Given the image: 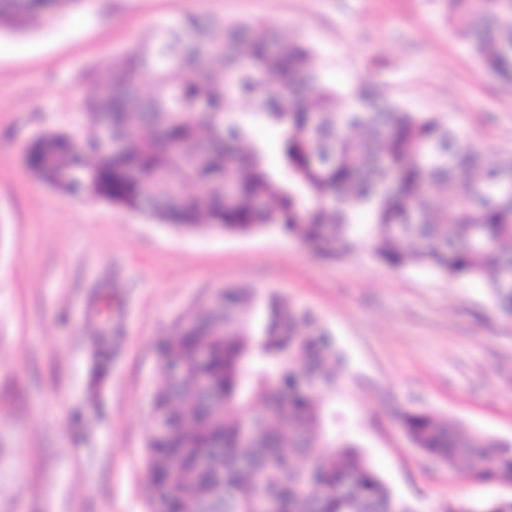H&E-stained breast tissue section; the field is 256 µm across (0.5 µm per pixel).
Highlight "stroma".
Masks as SVG:
<instances>
[{
	"label": "stroma",
	"instance_id": "obj_1",
	"mask_svg": "<svg viewBox=\"0 0 512 512\" xmlns=\"http://www.w3.org/2000/svg\"><path fill=\"white\" fill-rule=\"evenodd\" d=\"M187 11L261 21L312 43L326 83L357 77L473 142L512 149V89L481 70L440 0H82L23 33L0 32V512H149L145 444L154 346L217 289H276L315 311L349 366L325 397L328 430L355 442L416 512L511 498L426 459L398 422L431 411L512 441V320L484 281L393 270L363 250L336 259L273 231H183L34 179L42 129L86 134L79 101L155 27ZM108 377L89 393L106 322Z\"/></svg>",
	"mask_w": 512,
	"mask_h": 512
}]
</instances>
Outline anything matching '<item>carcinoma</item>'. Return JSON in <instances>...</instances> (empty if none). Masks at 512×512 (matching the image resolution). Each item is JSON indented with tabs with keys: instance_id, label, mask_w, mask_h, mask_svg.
Returning a JSON list of instances; mask_svg holds the SVG:
<instances>
[{
	"instance_id": "cac0c4a2",
	"label": "carcinoma",
	"mask_w": 512,
	"mask_h": 512,
	"mask_svg": "<svg viewBox=\"0 0 512 512\" xmlns=\"http://www.w3.org/2000/svg\"><path fill=\"white\" fill-rule=\"evenodd\" d=\"M83 0H0V30L25 32ZM478 66L512 84V0H442ZM305 42L254 21L186 13L157 27L80 100L89 121L34 135L33 177L184 230L246 236L271 230L324 256L359 249L392 269L427 267L482 279L512 318V153L474 145L436 113L413 112L361 78L323 82ZM150 85L151 92L143 93ZM253 102L241 116L236 103ZM277 133L278 162L250 139ZM372 222L359 231L357 211ZM148 437L150 512H414L394 497L358 445L329 434L320 396L348 362L332 330L274 290L221 289L179 315L158 341ZM92 357L88 386L108 374ZM180 371L170 372L172 365ZM402 429L424 455L485 480L512 482V444L426 411ZM219 452L217 468L201 460ZM442 512H512V501H449Z\"/></svg>"
}]
</instances>
